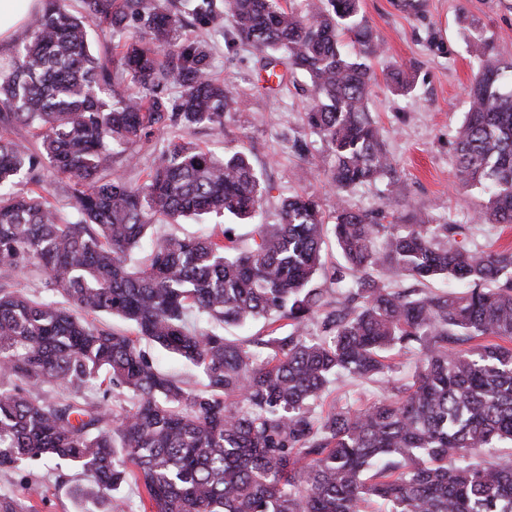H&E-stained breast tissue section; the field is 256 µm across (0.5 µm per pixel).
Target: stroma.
<instances>
[{"mask_svg": "<svg viewBox=\"0 0 512 512\" xmlns=\"http://www.w3.org/2000/svg\"><path fill=\"white\" fill-rule=\"evenodd\" d=\"M401 0H362L361 11L382 45L373 61L378 81L369 100L371 116L383 128L385 148L401 179L400 197H388L384 183L357 187L346 196L352 209H387L397 216L408 212L435 223L461 224L470 249L512 246V226L485 224L474 217L483 202L475 190L463 191L455 182L453 134L467 109L466 89L475 70L468 41L473 34L498 44L512 45V0H423L422 16L401 9ZM211 73L232 87L243 103L224 115V130L214 134L198 128L192 140L216 154L247 148L254 167L270 190L263 217L277 219L282 199L292 193L319 197L325 213L336 206L325 185L330 165L327 146L305 127L311 102L309 79L300 72L287 74L282 86L264 90L258 74L260 54L246 45L227 44L221 32L208 37ZM405 69L410 90L388 85L385 74ZM305 135L310 154L302 158L290 148L291 140ZM415 354L392 353L390 369L369 381L345 380L330 387L322 410H357L386 396L392 383L407 380ZM80 478L68 467L46 466L35 473L13 471L0 475V492L30 486L38 512H83L72 496Z\"/></svg>", "mask_w": 512, "mask_h": 512, "instance_id": "obj_1", "label": "stroma"}]
</instances>
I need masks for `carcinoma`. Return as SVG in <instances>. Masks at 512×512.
<instances>
[{
  "label": "carcinoma",
  "instance_id": "cac0c4a2",
  "mask_svg": "<svg viewBox=\"0 0 512 512\" xmlns=\"http://www.w3.org/2000/svg\"><path fill=\"white\" fill-rule=\"evenodd\" d=\"M46 0L30 36L0 65L1 125L34 131L37 147L0 138V275L30 264L58 301L0 281V470L64 463L91 488L76 494L103 512L129 482L139 512H512V248L470 250L458 224L385 209L353 211L343 197L383 180L400 194L367 101L380 46L360 0H182L200 26L233 19L232 43L264 68L311 82L310 132L328 146L332 220L313 196L289 195L279 222L247 240L224 227L203 238H160L133 254L158 223L205 216L255 220L266 184L240 148L218 155L174 137L132 185L117 160L156 130L219 134L238 104L210 73L208 44L182 41L180 13L159 0ZM141 25L128 31V20ZM114 38L109 70L91 50V25ZM468 108L454 134V177L485 201L478 218L512 224V47L481 36ZM134 85L120 91L123 76ZM47 160L70 181L65 224L34 191L8 187ZM345 265L322 288V244ZM448 280L461 293L396 290ZM118 316L131 332L99 327ZM264 320L267 334L238 340L224 325ZM319 325L312 337L308 326ZM472 348L462 345L478 339ZM200 370L197 388L159 368L141 343ZM417 351L410 381L363 410L315 413L339 376L369 379L388 352ZM132 406L111 412L107 398ZM0 512H36L26 494L0 493Z\"/></svg>",
  "mask_w": 512,
  "mask_h": 512
}]
</instances>
